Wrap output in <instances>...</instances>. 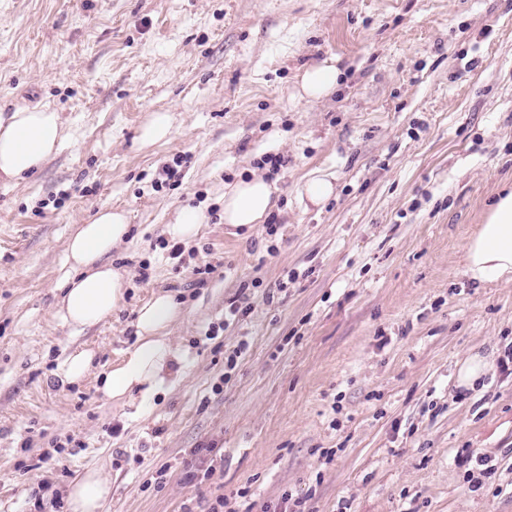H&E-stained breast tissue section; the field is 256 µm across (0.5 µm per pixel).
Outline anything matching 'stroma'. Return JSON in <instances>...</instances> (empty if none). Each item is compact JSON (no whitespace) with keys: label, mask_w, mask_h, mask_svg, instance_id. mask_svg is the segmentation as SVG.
Masks as SVG:
<instances>
[{"label":"stroma","mask_w":512,"mask_h":512,"mask_svg":"<svg viewBox=\"0 0 512 512\" xmlns=\"http://www.w3.org/2000/svg\"><path fill=\"white\" fill-rule=\"evenodd\" d=\"M331 57L340 89L300 98L303 69ZM3 105L59 112L64 139L0 183V512H70L88 469L112 485L105 512H205L220 495L233 512H512L497 361L512 283L463 273L512 183V0H0ZM155 112L171 133L139 148ZM179 157L180 180L153 189ZM256 174L277 231L231 232L224 187ZM314 177L334 186L318 205ZM185 204L208 220L173 259L165 226ZM103 206L134 226L111 256L125 303L76 332L55 317L57 279L70 231ZM203 260L213 273L195 274ZM157 290L183 303L179 360L121 406L101 378ZM82 349L89 374L60 385ZM475 354L490 368L458 388ZM93 354L88 350H79L70 353L58 365L53 375L62 385L80 382L91 368Z\"/></svg>","instance_id":"stroma-1"}]
</instances>
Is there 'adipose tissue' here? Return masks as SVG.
<instances>
[{"instance_id": "adipose-tissue-1", "label": "adipose tissue", "mask_w": 512, "mask_h": 512, "mask_svg": "<svg viewBox=\"0 0 512 512\" xmlns=\"http://www.w3.org/2000/svg\"><path fill=\"white\" fill-rule=\"evenodd\" d=\"M341 71L334 60L305 69L300 95L318 101L340 86ZM63 139L59 113L47 108L0 111V181L16 182L38 171L54 155ZM275 187L253 176L224 188L225 224L249 227L265 223L274 207ZM127 212L100 208L87 223L76 225L66 243L67 266L57 287L61 297L56 315L62 324L79 331L111 317L124 297L123 275L113 267V248L131 233ZM467 277L474 282H512V185L504 186L486 209L484 220L464 252ZM182 313L174 294L160 291L136 311V342L106 372L101 391L113 400H148L163 386L177 353L169 329ZM112 492L96 471L81 475L70 486L72 512H102Z\"/></svg>"}]
</instances>
